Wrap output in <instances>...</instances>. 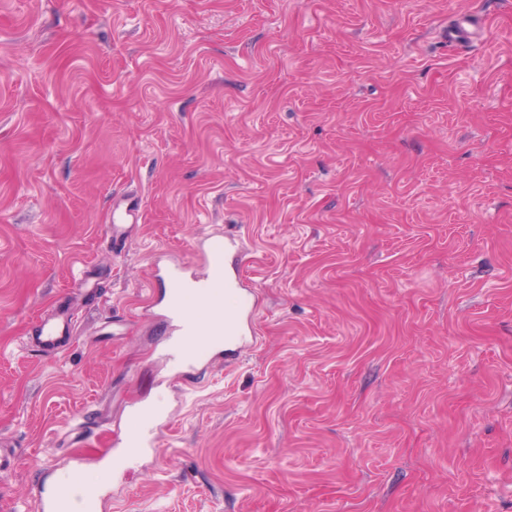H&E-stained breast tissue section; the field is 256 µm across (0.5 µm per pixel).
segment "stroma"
Returning <instances> with one entry per match:
<instances>
[{
	"label": "stroma",
	"mask_w": 512,
	"mask_h": 512,
	"mask_svg": "<svg viewBox=\"0 0 512 512\" xmlns=\"http://www.w3.org/2000/svg\"><path fill=\"white\" fill-rule=\"evenodd\" d=\"M217 231L259 342L189 384L161 276ZM1 442L0 512L72 470L98 512H512V0H0ZM482 24V20L475 18H463L456 20V23L443 31V40L448 42L449 47H466L470 44L475 30ZM73 330V317L68 310H59L38 324L32 342L35 350L58 352ZM164 415L165 412L163 411H154L140 416L123 433L121 438L122 448H134L133 453H135L141 448L149 447L151 432Z\"/></svg>",
	"instance_id": "35a3bbf8"
}]
</instances>
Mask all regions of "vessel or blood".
Listing matches in <instances>:
<instances>
[{"mask_svg": "<svg viewBox=\"0 0 512 512\" xmlns=\"http://www.w3.org/2000/svg\"><path fill=\"white\" fill-rule=\"evenodd\" d=\"M480 22L463 18L449 26L443 39L450 47H465L471 42ZM231 239L211 235L199 244L203 260L201 273L182 268L168 271L169 293L165 313L184 342L174 352L173 361L193 368L210 364L214 356L240 352L257 341L256 313L259 296L241 277V254L231 251ZM73 330L69 311L59 310L38 325L32 342L37 351H59ZM162 412L143 414L125 430L123 447L141 449L151 444L150 435ZM96 497L92 491H78L74 481L60 483L54 500L36 501V512H94Z\"/></svg>", "mask_w": 512, "mask_h": 512, "instance_id": "1", "label": "vessel or blood"}]
</instances>
